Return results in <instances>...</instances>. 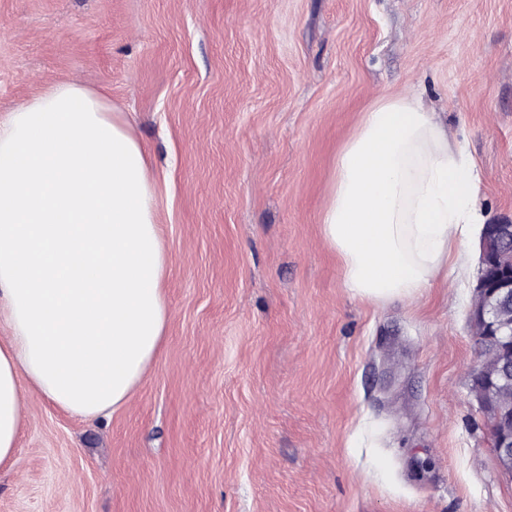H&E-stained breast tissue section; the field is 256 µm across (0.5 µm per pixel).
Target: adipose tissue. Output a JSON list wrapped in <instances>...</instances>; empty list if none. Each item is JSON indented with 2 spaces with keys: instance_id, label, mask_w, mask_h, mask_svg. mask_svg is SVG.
I'll return each mask as SVG.
<instances>
[{
  "instance_id": "obj_1",
  "label": "adipose tissue",
  "mask_w": 512,
  "mask_h": 512,
  "mask_svg": "<svg viewBox=\"0 0 512 512\" xmlns=\"http://www.w3.org/2000/svg\"><path fill=\"white\" fill-rule=\"evenodd\" d=\"M481 174L411 89L340 148L320 216L353 296L417 299L447 271ZM158 178L104 94L50 84L0 119V467L35 394L75 416L125 406L159 355L168 256Z\"/></svg>"
}]
</instances>
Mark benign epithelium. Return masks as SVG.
Listing matches in <instances>:
<instances>
[{
	"mask_svg": "<svg viewBox=\"0 0 512 512\" xmlns=\"http://www.w3.org/2000/svg\"><path fill=\"white\" fill-rule=\"evenodd\" d=\"M480 276L469 321L484 363L470 392L491 420L492 448L500 468L512 476V223L486 224L480 241Z\"/></svg>",
	"mask_w": 512,
	"mask_h": 512,
	"instance_id": "7a95c632",
	"label": "benign epithelium"
}]
</instances>
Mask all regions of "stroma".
Instances as JSON below:
<instances>
[{
	"label": "stroma",
	"instance_id": "obj_1",
	"mask_svg": "<svg viewBox=\"0 0 512 512\" xmlns=\"http://www.w3.org/2000/svg\"><path fill=\"white\" fill-rule=\"evenodd\" d=\"M72 80L167 176L169 324L111 416L28 398L0 512H512L470 393L483 224L377 305L319 223L341 143L410 86L512 220V0H0V114Z\"/></svg>",
	"mask_w": 512,
	"mask_h": 512
}]
</instances>
